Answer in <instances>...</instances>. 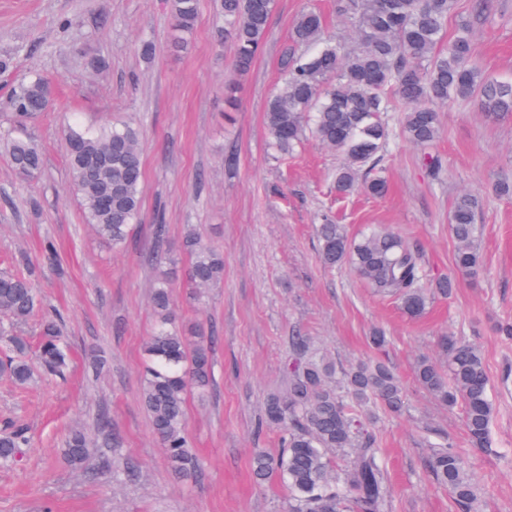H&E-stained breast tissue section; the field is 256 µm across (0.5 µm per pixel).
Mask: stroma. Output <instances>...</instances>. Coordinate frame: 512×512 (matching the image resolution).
<instances>
[{"label":"stroma","instance_id":"35a3bbf8","mask_svg":"<svg viewBox=\"0 0 512 512\" xmlns=\"http://www.w3.org/2000/svg\"><path fill=\"white\" fill-rule=\"evenodd\" d=\"M325 17V34L357 43L353 21L336 0H275L262 50L227 110L224 83L232 56L217 34L213 0H199L186 47L171 40L168 0H0V54L14 67L0 75V98L14 80L50 81L47 112L31 123L45 164L32 179L17 174L0 143V273L20 256L36 266L35 284L61 320L71 367L65 377L27 386L0 376V431L16 426L28 443L14 465L0 467V512H288L278 479L256 483L257 452L277 454L281 432L261 427L269 394L284 386L294 336L345 367L383 360L405 388L402 413L377 411L372 425L388 471L390 512H455L447 489L424 468L442 439L464 452L484 490L477 512H512V118L485 119L469 105L440 114L436 141L421 147L386 119L395 134L382 166L386 195L337 197L333 175L342 154L308 138L286 161L267 152L266 108L284 72L291 29L302 12ZM485 76L512 80V0H495L472 23ZM153 54L143 57L142 43ZM103 60L101 69L87 61ZM93 127L125 122L140 131L144 183L138 224L127 245L112 249L85 223L70 186L66 118ZM477 194L481 270L456 273L448 214L461 191ZM344 225L349 235L386 229L415 249L429 279L454 278L448 298L430 299L417 319L377 294L349 266L324 267L316 227ZM167 226L172 309L186 327L201 326L213 346V385L189 395L186 436L200 471L175 475L140 396L143 347L155 327L157 271L147 256L153 226ZM224 254V281L193 289L180 248L185 225ZM388 344L371 349L373 330ZM462 336L482 352L495 405L492 449L469 447L461 408H448L418 382L415 367L448 361L439 341ZM111 359L93 371L89 352ZM110 432L98 427L100 416ZM83 429L93 440V466L76 471L62 457L65 439Z\"/></svg>","mask_w":512,"mask_h":512}]
</instances>
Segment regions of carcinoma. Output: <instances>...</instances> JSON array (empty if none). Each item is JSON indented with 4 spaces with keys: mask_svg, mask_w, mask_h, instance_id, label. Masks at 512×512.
Segmentation results:
<instances>
[{
    "mask_svg": "<svg viewBox=\"0 0 512 512\" xmlns=\"http://www.w3.org/2000/svg\"><path fill=\"white\" fill-rule=\"evenodd\" d=\"M339 12L354 19L358 43L347 48L323 38L324 20L315 10L302 13L293 26L292 41L317 44L312 54L289 61L288 73L268 103L266 124L273 157L291 155L311 133L343 153L346 162L336 170L335 189L348 196L359 188L380 196L387 190L381 176L384 152L391 140L386 112L400 110L402 132L417 145L432 143L439 131L438 107L468 104L491 121L512 116V82L486 77L474 65L472 24L463 20L447 36L448 18L456 0H339ZM224 22V38L233 54V75L225 82L226 104L235 107V93L261 49L274 0H214ZM171 29L179 40L194 29L198 0H169ZM52 90L40 76L14 84L4 102L14 129L0 132L10 162L23 177L43 167L38 144L23 133L26 123L45 112ZM71 181L78 193L86 223L114 248L124 246L141 209L142 153L134 127L110 124L86 130L73 124L66 134ZM480 200L468 193L456 197L448 216L457 241V269L476 275L480 269L476 221ZM321 260L334 267L350 264L357 275L382 296L400 301L403 313L420 317L429 295H452L455 282H427L413 250L386 230L358 239L348 237L341 224L317 227ZM183 251L190 258L187 283L212 288L224 280V260L203 242L200 228L187 224ZM157 326L145 344L141 398L153 431L175 473L192 476L199 463L185 435L189 391L205 392L212 380L210 346L197 327L179 326L171 307L169 283L160 273L152 296ZM43 307L30 272L0 274V344L11 354L0 361V374L19 386L29 384L33 369L27 343L12 335L11 327L26 321ZM37 357L49 376L64 373L67 355L57 321L41 326ZM440 347L448 358V377L427 360L416 367L420 384L448 407L464 409L468 445L491 447L494 403L490 379L480 350L456 336H445ZM287 390L268 400L265 420L283 429V448L276 457L255 454L253 475L263 483L278 476L288 486V512H388L390 490L376 435L364 413L380 408L399 413L403 388L382 362L359 363L334 369L314 354L307 339L292 337ZM25 431L0 433V465L8 466L25 447ZM63 454L75 469L92 457L86 437L75 432ZM345 461L337 471L330 455ZM431 477L448 490L460 512H475L482 489L473 482L463 453L444 443L432 447L425 459Z\"/></svg>",
    "mask_w": 512,
    "mask_h": 512,
    "instance_id": "carcinoma-1",
    "label": "carcinoma"
}]
</instances>
